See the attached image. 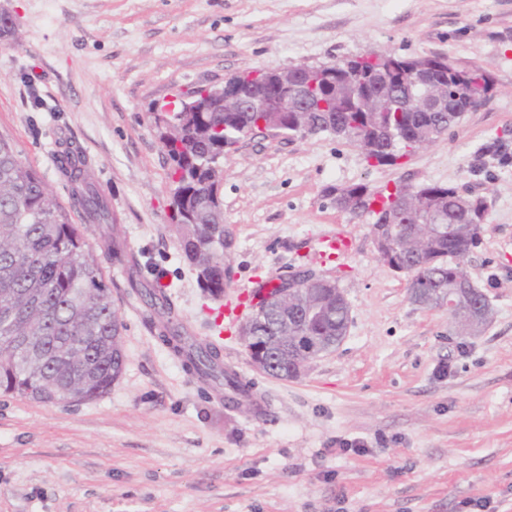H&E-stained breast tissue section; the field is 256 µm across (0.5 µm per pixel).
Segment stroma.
Wrapping results in <instances>:
<instances>
[{
    "mask_svg": "<svg viewBox=\"0 0 512 512\" xmlns=\"http://www.w3.org/2000/svg\"><path fill=\"white\" fill-rule=\"evenodd\" d=\"M0 136L61 204L68 144L115 225L78 224L93 250L118 235L137 265L103 261L126 324L124 367L104 396L44 403L0 392V512H512V0H0ZM443 53L485 65L480 108L396 166L320 133L257 138L225 154L222 300L183 257L171 220V162L154 123L169 101L247 67L318 65L368 52ZM354 183L453 185L486 198L466 258L492 315L461 336L447 309L412 302L382 262L371 216L337 208ZM344 232L339 263L318 256ZM308 270L350 305L342 343L300 376L255 369L239 328L216 314L256 280ZM161 286L187 335L220 348L250 387L202 381L162 343L161 314L129 279ZM345 439L364 452L340 450Z\"/></svg>",
    "mask_w": 512,
    "mask_h": 512,
    "instance_id": "stroma-1",
    "label": "stroma"
}]
</instances>
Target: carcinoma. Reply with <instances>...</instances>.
Masks as SVG:
<instances>
[{
    "label": "carcinoma",
    "mask_w": 512,
    "mask_h": 512,
    "mask_svg": "<svg viewBox=\"0 0 512 512\" xmlns=\"http://www.w3.org/2000/svg\"><path fill=\"white\" fill-rule=\"evenodd\" d=\"M404 57L393 52H369L338 61L354 93L351 111H333L327 90L334 77L314 68L315 86L306 87L311 112H229L220 101L195 91V111L155 116L160 140L172 162V220L180 234L184 257L210 296L224 295V205L217 188L224 153L235 148L255 127L257 120L288 133V140L328 133L355 144L366 163L396 165L411 154L405 140L434 129L445 134L452 128L446 112H404L402 107L420 102L419 80L398 86L375 112L361 111L363 79L396 75L391 69ZM448 71L451 89L463 104L487 101L494 83L482 65L461 68L445 54L413 58ZM274 68L248 67L229 80L251 82ZM61 173L72 189L71 208L88 224H113L105 197L87 174V160L80 147L69 145L58 155ZM409 203L420 224H442L437 235L421 232L396 235V252L412 267L410 297L439 298L458 274L452 257L470 253L480 242L488 213L461 204L463 193L455 186L431 183L399 184L396 193L372 192L364 184L338 191L336 206L353 214L396 218L391 196ZM378 202L380 213L370 208ZM104 258L131 262L124 244L112 238L102 248ZM132 290L145 296L165 315L158 336L192 374L205 381L220 378L241 389L235 373L224 369L220 350L186 336L174 320V308L161 288ZM283 284L268 291L257 289L261 314L251 327L254 338L277 336L284 310L273 305ZM111 288L100 260L87 244L70 212L56 201L42 176L27 165L12 143L0 137V391L45 403L83 402L106 394L121 375L124 364V320L112 303ZM309 302L314 314L288 330L290 336H324L339 340L349 323L350 307L336 282L328 280Z\"/></svg>",
    "instance_id": "carcinoma-1"
}]
</instances>
